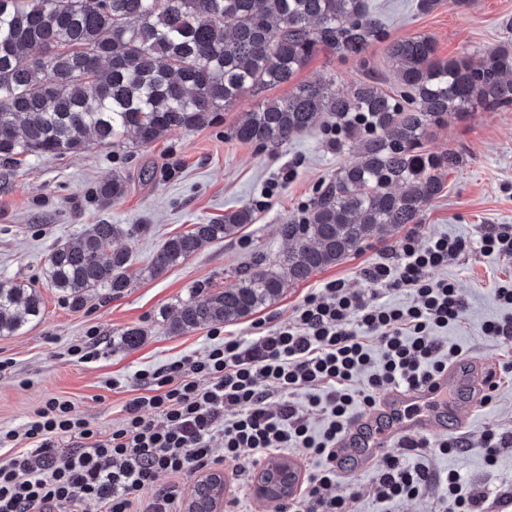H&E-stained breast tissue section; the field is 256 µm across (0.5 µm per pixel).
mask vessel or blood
Segmentation results:
<instances>
[{
	"label": "vessel or blood",
	"instance_id": "obj_1",
	"mask_svg": "<svg viewBox=\"0 0 512 512\" xmlns=\"http://www.w3.org/2000/svg\"><path fill=\"white\" fill-rule=\"evenodd\" d=\"M492 379L489 369L479 367L467 376L453 365L425 385L393 391L380 412L364 421L362 427L350 429L340 440L336 455H352L366 465L395 438L422 436L450 425L462 428L466 417L461 406L468 393L483 392Z\"/></svg>",
	"mask_w": 512,
	"mask_h": 512
}]
</instances>
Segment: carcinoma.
<instances>
[{
  "instance_id": "1",
  "label": "carcinoma",
  "mask_w": 512,
  "mask_h": 512,
  "mask_svg": "<svg viewBox=\"0 0 512 512\" xmlns=\"http://www.w3.org/2000/svg\"><path fill=\"white\" fill-rule=\"evenodd\" d=\"M380 32L367 0H0V162L70 155L92 140L114 146L128 133L146 144L201 127L245 96L291 82L322 51L365 56ZM385 51L399 94L371 79L348 91L330 78L304 82L235 126L242 142L276 146L315 127L325 112L338 122L357 112L368 118V126L349 124L344 132L356 137L360 161L337 172L299 220L278 225L288 250L273 262L258 256L222 291L210 292L205 282L191 287L174 315L162 314L167 333L245 319L364 241L416 223L445 173L464 160L451 148L425 149L430 130L478 109L512 107V43L444 59L431 38L418 35ZM126 192V179L114 174L89 188L88 197L106 209ZM251 220L243 207L192 225L161 244L150 273L165 272ZM141 231L133 224L86 225L47 255V285L75 307L100 289L122 294L130 286L131 252L112 248V241ZM43 312L32 284L0 280V335ZM144 336L126 328L120 345L137 348Z\"/></svg>"
}]
</instances>
